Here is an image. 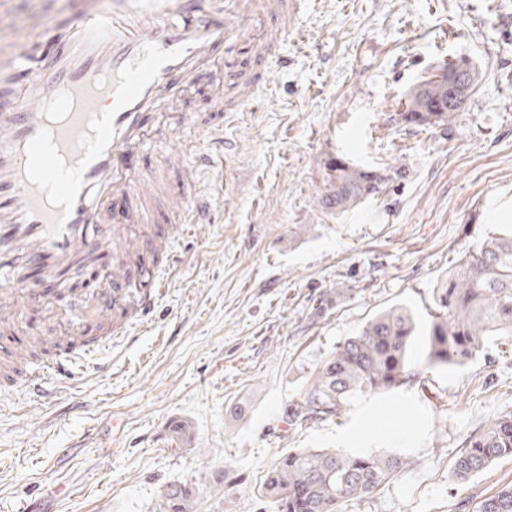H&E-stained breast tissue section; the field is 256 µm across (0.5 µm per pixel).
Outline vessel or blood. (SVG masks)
Wrapping results in <instances>:
<instances>
[{"mask_svg": "<svg viewBox=\"0 0 512 512\" xmlns=\"http://www.w3.org/2000/svg\"><path fill=\"white\" fill-rule=\"evenodd\" d=\"M74 0L73 14L16 21L0 8V276L41 283L31 303L0 299V326L39 343L47 317L65 322L64 353L5 354L0 384L23 380L34 397L52 376L96 359L116 316L144 318L162 294L156 256L170 236L157 211L186 224L209 209L200 174L224 155L215 124L180 156L151 134L182 109L185 91L215 86L216 108L241 112L268 85L264 63L297 0ZM253 64L250 77L240 74ZM153 152L155 164L130 167ZM129 202L124 223L116 199Z\"/></svg>", "mask_w": 512, "mask_h": 512, "instance_id": "vessel-or-blood-1", "label": "vessel or blood"}]
</instances>
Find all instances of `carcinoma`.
Here are the masks:
<instances>
[{
    "label": "carcinoma",
    "mask_w": 512,
    "mask_h": 512,
    "mask_svg": "<svg viewBox=\"0 0 512 512\" xmlns=\"http://www.w3.org/2000/svg\"><path fill=\"white\" fill-rule=\"evenodd\" d=\"M419 88L420 93H411L405 101L402 118L414 115L424 102L446 96L435 74ZM325 176L322 206L338 214L378 193L388 180L386 174L343 159L326 167ZM434 302L435 314L424 332L430 368L476 357L491 336L512 337V226L496 229L466 252L436 289ZM416 330L410 310L403 307L369 321L318 368L289 416L301 423L326 421L355 397L403 385L415 376L409 351ZM510 456L512 414L497 417L470 436L454 462V474L465 481L492 461ZM409 467V459L401 455L298 448L266 471L261 493L276 512H341L347 502L366 497ZM158 512H196L192 492L168 490ZM473 512H512V485L478 501Z\"/></svg>",
    "instance_id": "cac0c4a2"
}]
</instances>
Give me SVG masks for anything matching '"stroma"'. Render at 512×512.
I'll use <instances>...</instances> for the list:
<instances>
[{"instance_id":"stroma-1","label":"stroma","mask_w":512,"mask_h":512,"mask_svg":"<svg viewBox=\"0 0 512 512\" xmlns=\"http://www.w3.org/2000/svg\"><path fill=\"white\" fill-rule=\"evenodd\" d=\"M272 95L223 115L231 156L201 183L209 224L170 225L178 259L101 370L32 399L0 388V512H275L258 488L296 448L398 454L412 466L343 512H464L512 484V457L453 472L476 429L512 413V340L424 368L340 417L291 421L318 368L375 315L426 327L437 288L512 206V0H309ZM479 72L452 127L400 116L450 60ZM404 175L355 209L322 208L325 165ZM162 497L158 512H196L192 492L185 488L169 489Z\"/></svg>"}]
</instances>
